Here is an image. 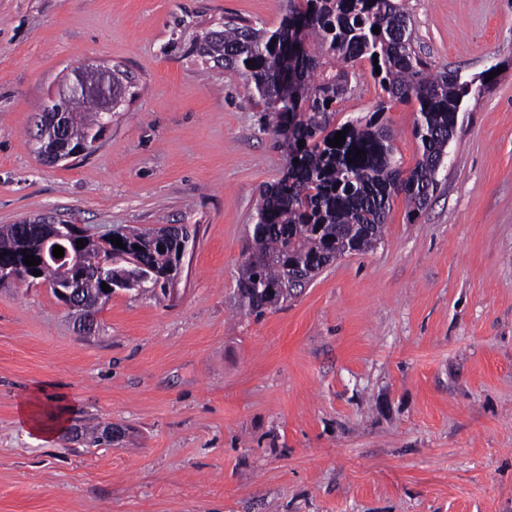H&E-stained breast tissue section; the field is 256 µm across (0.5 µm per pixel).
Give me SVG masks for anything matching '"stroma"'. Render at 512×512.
Instances as JSON below:
<instances>
[{"label":"stroma","instance_id":"stroma-1","mask_svg":"<svg viewBox=\"0 0 512 512\" xmlns=\"http://www.w3.org/2000/svg\"><path fill=\"white\" fill-rule=\"evenodd\" d=\"M432 70L502 71L470 99L428 205L392 196L377 246L249 314L237 281L288 159L240 75L193 36L290 0H0V225L196 226L174 293L116 291L79 328L45 284L0 286V512H512V0H404ZM131 79L93 152L37 155L79 66ZM377 117L404 169L414 105L352 81L334 125ZM65 401L42 442L21 400ZM122 439L92 445L82 430ZM20 414L21 417L30 424L32 429L41 435L46 442L54 441L64 431L69 417L67 409L60 408L53 423L46 425L37 420L35 415H30L29 403L27 401L21 403Z\"/></svg>","mask_w":512,"mask_h":512}]
</instances>
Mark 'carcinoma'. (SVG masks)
I'll return each mask as SVG.
<instances>
[{
    "label": "carcinoma",
    "instance_id": "1",
    "mask_svg": "<svg viewBox=\"0 0 512 512\" xmlns=\"http://www.w3.org/2000/svg\"><path fill=\"white\" fill-rule=\"evenodd\" d=\"M375 26L380 33H373ZM407 29L399 0H300L274 30L228 22L211 35L224 45V54L214 60L253 84L274 116L288 156V172L263 188L256 207L251 236L255 262L245 265L238 284L250 312L261 314L287 300L331 260L371 249L381 239L393 195L404 194L418 211L436 190L459 112L489 87L490 71L470 80L455 70L431 72L412 48ZM364 61L388 98L416 107L415 136L422 153L410 170L395 159L390 134L377 119L332 126L336 104L351 90ZM66 103L70 139L76 146H92L109 119L101 113L100 97L73 93ZM342 130V146H329L328 140ZM357 149L365 153L357 157ZM353 156L357 161H351ZM48 234L44 224L1 225L0 259L21 265L27 254L41 257ZM195 234L184 224L160 251L138 229L113 231L123 249L86 233L80 249L76 242H66L79 249L80 266L42 262L38 279L52 286L78 281L85 301L79 317H92L104 282L121 289L137 271L147 276L139 292L165 289L182 246ZM271 286L279 293L268 300Z\"/></svg>",
    "mask_w": 512,
    "mask_h": 512
}]
</instances>
